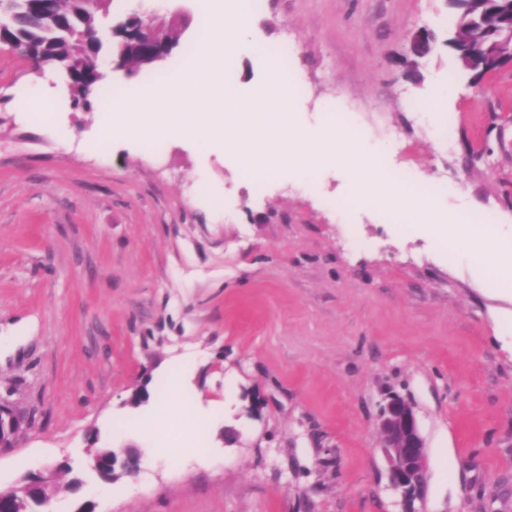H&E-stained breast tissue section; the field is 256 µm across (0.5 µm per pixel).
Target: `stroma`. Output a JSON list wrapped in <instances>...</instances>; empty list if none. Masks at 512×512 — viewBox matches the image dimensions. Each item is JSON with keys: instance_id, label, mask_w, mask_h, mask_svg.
<instances>
[{"instance_id": "stroma-1", "label": "stroma", "mask_w": 512, "mask_h": 512, "mask_svg": "<svg viewBox=\"0 0 512 512\" xmlns=\"http://www.w3.org/2000/svg\"><path fill=\"white\" fill-rule=\"evenodd\" d=\"M196 12L165 0L179 46L135 73L103 65L101 87L130 94L181 69ZM253 15L225 84L250 99L291 40L297 124L320 129L338 105L367 151L396 128L388 174L411 171L440 217L495 213L512 268V65L470 86L445 0H260ZM422 27L436 43L416 80L401 59ZM443 83L431 130L414 125L410 103ZM36 87L50 120L16 108ZM70 101L65 78L0 51V336L21 339L0 351V398L29 420L0 452L1 489L66 462L84 487L58 475L62 512H404L377 427L396 395L427 446L416 512H512V280L449 258L383 204L347 206L345 160L259 190L190 142L99 143L101 100ZM174 380L206 426L181 466L158 413ZM104 447L142 456L107 494L86 466Z\"/></svg>"}]
</instances>
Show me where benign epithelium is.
I'll return each mask as SVG.
<instances>
[{
	"instance_id": "1",
	"label": "benign epithelium",
	"mask_w": 512,
	"mask_h": 512,
	"mask_svg": "<svg viewBox=\"0 0 512 512\" xmlns=\"http://www.w3.org/2000/svg\"><path fill=\"white\" fill-rule=\"evenodd\" d=\"M26 427L25 418L0 402V452L13 447L16 434ZM378 427L383 434V452L388 464L391 486L401 497H417L426 478V444L413 408L395 397L380 410ZM124 459L118 460L113 450L104 452L111 466H120L122 474L135 475L140 455L134 448L123 449ZM55 471L44 469L34 477L20 478L12 487L0 490V512H15L16 503L31 499L38 507L49 506Z\"/></svg>"
}]
</instances>
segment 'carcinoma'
Masks as SVG:
<instances>
[{
  "label": "carcinoma",
  "instance_id": "1",
  "mask_svg": "<svg viewBox=\"0 0 512 512\" xmlns=\"http://www.w3.org/2000/svg\"><path fill=\"white\" fill-rule=\"evenodd\" d=\"M454 11L448 45L455 56L470 52L476 45L485 47L506 43L512 38V0H453ZM98 11H87L81 0H0V40L34 49V63L40 70L63 74L71 83L74 106H90L89 97L97 83L81 79L90 66V47L86 35L98 30ZM108 53L124 63L141 67L140 50L132 41L120 40ZM506 59L490 63L473 59L464 67L477 86L489 72Z\"/></svg>",
  "mask_w": 512,
  "mask_h": 512
}]
</instances>
